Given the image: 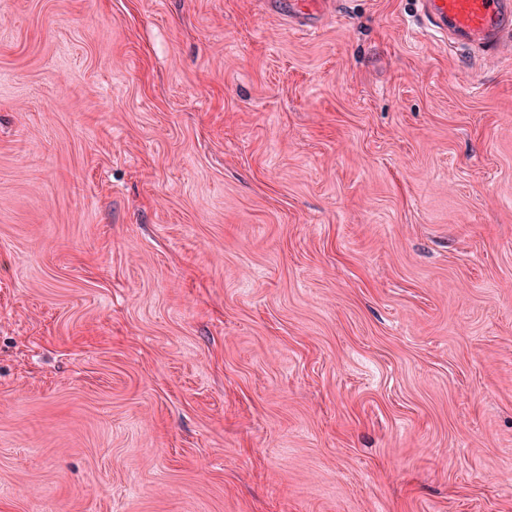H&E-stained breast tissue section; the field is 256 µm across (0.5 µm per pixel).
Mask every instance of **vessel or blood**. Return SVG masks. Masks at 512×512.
Masks as SVG:
<instances>
[{
    "instance_id": "obj_1",
    "label": "vessel or blood",
    "mask_w": 512,
    "mask_h": 512,
    "mask_svg": "<svg viewBox=\"0 0 512 512\" xmlns=\"http://www.w3.org/2000/svg\"><path fill=\"white\" fill-rule=\"evenodd\" d=\"M426 30L443 37H462L486 49L498 47L502 34L512 29V0H419ZM332 0H264L266 10L316 31Z\"/></svg>"
}]
</instances>
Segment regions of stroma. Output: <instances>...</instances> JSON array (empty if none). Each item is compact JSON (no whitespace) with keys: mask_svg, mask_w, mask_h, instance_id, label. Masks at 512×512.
<instances>
[{"mask_svg":"<svg viewBox=\"0 0 512 512\" xmlns=\"http://www.w3.org/2000/svg\"><path fill=\"white\" fill-rule=\"evenodd\" d=\"M417 0H0V512H512V55ZM332 4L331 0L263 1L266 10L276 12L311 32L318 30Z\"/></svg>","mask_w":512,"mask_h":512,"instance_id":"obj_1","label":"stroma"}]
</instances>
